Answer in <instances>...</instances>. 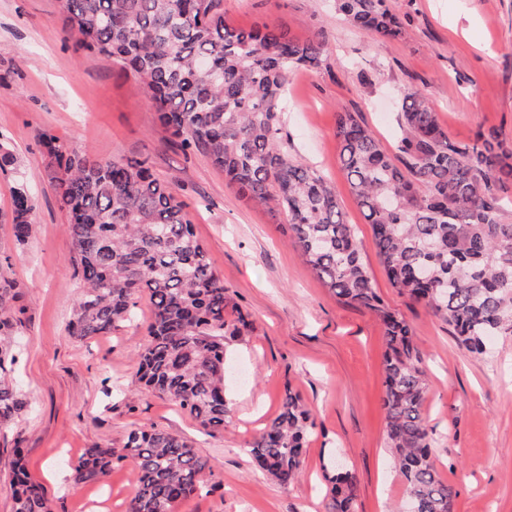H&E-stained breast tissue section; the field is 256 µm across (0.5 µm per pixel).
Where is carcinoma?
<instances>
[{"label":"carcinoma","mask_w":512,"mask_h":512,"mask_svg":"<svg viewBox=\"0 0 512 512\" xmlns=\"http://www.w3.org/2000/svg\"><path fill=\"white\" fill-rule=\"evenodd\" d=\"M61 8L78 48L132 75L182 150L203 154L239 194L285 214L292 243L336 298L379 317L387 347L381 409L406 499L413 512H454L457 491L431 461L426 379L411 326L374 288L336 187L283 142L288 77L321 64L325 33L300 39L276 26L237 28L224 20L221 0H61ZM335 8L370 37L404 33L389 0H335ZM399 125L392 154L356 113H336L340 171L371 226L391 286L481 353L491 338L512 335V222L497 196L512 184V148L493 129L471 142L451 140L433 101L417 88L403 93ZM45 147L56 164L54 190L82 281L69 335L84 341L112 333L146 295L151 315L138 351L139 382L202 427L224 426L225 336H241L251 324L242 315L233 326L225 321L224 280L197 240L185 203L145 158L91 160L62 150L51 136ZM34 208L28 186L17 184L9 224L17 248L31 236ZM16 290L0 266V424L28 406L10 378ZM314 427L289 390L247 453L288 486L304 470ZM14 455L15 512H49L21 450ZM126 459L136 474L128 512H173L204 491L212 469L184 438L137 428L119 452L86 449L74 478L102 481ZM328 482L329 512H350L355 476L338 470Z\"/></svg>","instance_id":"obj_1"}]
</instances>
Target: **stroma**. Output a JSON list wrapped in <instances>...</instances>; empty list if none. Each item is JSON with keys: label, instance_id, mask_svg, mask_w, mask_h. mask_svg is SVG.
<instances>
[{"label": "stroma", "instance_id": "35a3bbf8", "mask_svg": "<svg viewBox=\"0 0 512 512\" xmlns=\"http://www.w3.org/2000/svg\"><path fill=\"white\" fill-rule=\"evenodd\" d=\"M391 4L406 25L400 41L365 36L333 0H222L225 19L237 27L280 26L301 38L326 32L321 65L288 79V148L335 183L378 293L413 329L428 383L432 459L458 492L455 512H512V336L470 352L446 321L392 288L340 172L335 134L337 113L354 112L394 150L403 92L416 87L434 102L452 139L467 142L493 129L512 143V0ZM46 132L94 159H148L185 203L224 279L232 303L227 321L242 313L252 324L226 343L231 412L220 429L203 428L139 383L147 300L134 322L111 335L83 342L68 335L81 281L51 184ZM0 142L17 158L0 169V223L11 216L17 183L35 196L27 246L0 236V260L9 259L19 292L13 376L29 401L24 415L0 427V512H14L17 447L51 512H128L130 461L95 484L74 481L73 468L88 448H123L135 428L185 438L212 465L207 493L176 512H327L322 465L338 454L356 477L354 512H399L403 482L378 405L386 351L378 319L337 300L292 245L284 215L242 197L208 158L173 143L132 77L77 50L63 31L60 0H0ZM289 389L300 394L315 427L302 476L283 486L253 465L246 448Z\"/></svg>", "mask_w": 512, "mask_h": 512}]
</instances>
